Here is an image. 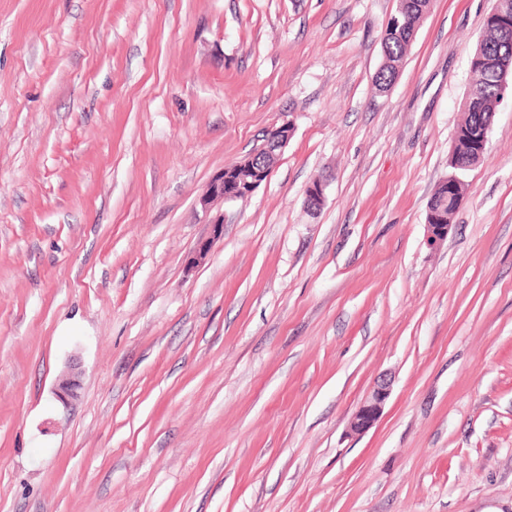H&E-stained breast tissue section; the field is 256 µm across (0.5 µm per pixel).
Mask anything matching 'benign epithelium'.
<instances>
[{
	"instance_id": "benign-epithelium-1",
	"label": "benign epithelium",
	"mask_w": 512,
	"mask_h": 512,
	"mask_svg": "<svg viewBox=\"0 0 512 512\" xmlns=\"http://www.w3.org/2000/svg\"><path fill=\"white\" fill-rule=\"evenodd\" d=\"M290 137L291 130L285 124L264 131L260 144L248 155L252 162L250 175L242 176L236 162L226 165L210 182L206 195L202 198V205L207 206L218 200L234 201L249 198L271 176L272 169L265 165L263 159L279 155L287 147ZM449 229L450 225L446 224V217L442 212H429L426 221L427 245H440L447 237ZM391 386V379L385 375H380L373 381L369 397L359 405L350 418V433L362 435L374 426L391 394Z\"/></svg>"
}]
</instances>
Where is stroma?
Here are the masks:
<instances>
[{"instance_id": "obj_1", "label": "stroma", "mask_w": 512, "mask_h": 512, "mask_svg": "<svg viewBox=\"0 0 512 512\" xmlns=\"http://www.w3.org/2000/svg\"><path fill=\"white\" fill-rule=\"evenodd\" d=\"M493 5L381 94L398 0H0V512H512V93L425 228ZM290 137L291 130L285 124L264 131L258 140L260 144H257L247 157L252 162L250 175L243 177L237 162L226 165L210 182L206 195L202 198V205L206 207L218 200L234 201L249 198L271 176L272 169L266 166L262 159H274L287 147ZM450 183H457L455 176H449L448 179L440 182L430 200L428 210H442L448 217V222L446 223L447 218L442 212L429 211L425 224L426 243L429 247H436L440 245L447 237L448 231L452 226L450 223L453 220L458 209V205L461 204L467 190L466 184L463 181H459L456 184L455 191L453 192L454 195L449 197L448 184ZM391 386V378L387 375H380L373 381L369 397L359 405L350 418V434L362 435L374 426L391 394Z\"/></svg>"}]
</instances>
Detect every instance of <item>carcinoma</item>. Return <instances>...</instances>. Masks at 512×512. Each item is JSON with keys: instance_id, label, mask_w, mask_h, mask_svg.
Instances as JSON below:
<instances>
[{"instance_id": "obj_1", "label": "carcinoma", "mask_w": 512, "mask_h": 512, "mask_svg": "<svg viewBox=\"0 0 512 512\" xmlns=\"http://www.w3.org/2000/svg\"><path fill=\"white\" fill-rule=\"evenodd\" d=\"M429 5L430 0H409L404 10L389 19L383 33L385 61L375 76L376 88H381V85L398 75L417 23ZM511 37V12L504 17L486 16L482 39L469 62L471 84L462 105L464 117L457 125L451 142L450 166L458 174L463 172L461 166L477 165L486 153V149L478 145L476 134L493 125L495 108L501 99L497 79L492 68L486 65V60H493L500 68L508 65L512 67V45L508 43ZM466 190V184L460 181L456 184L454 195L450 196L448 180H443L435 189L429 209L441 210L448 220H453Z\"/></svg>"}]
</instances>
